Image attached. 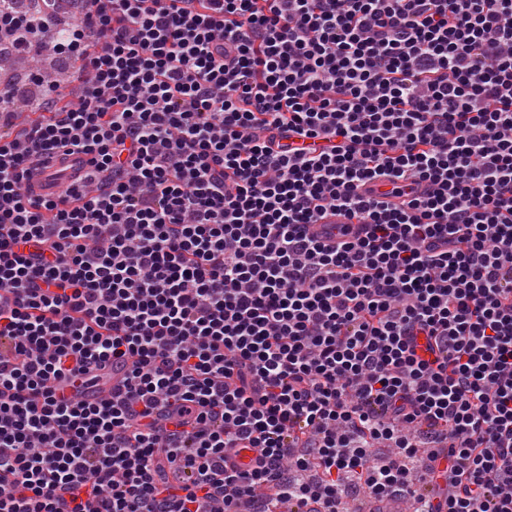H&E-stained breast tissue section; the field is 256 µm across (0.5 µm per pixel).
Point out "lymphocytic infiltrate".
I'll return each mask as SVG.
<instances>
[{"label":"lymphocytic infiltrate","mask_w":512,"mask_h":512,"mask_svg":"<svg viewBox=\"0 0 512 512\" xmlns=\"http://www.w3.org/2000/svg\"><path fill=\"white\" fill-rule=\"evenodd\" d=\"M79 2L77 103L0 79V512H512V0Z\"/></svg>","instance_id":"lymphocytic-infiltrate-1"}]
</instances>
